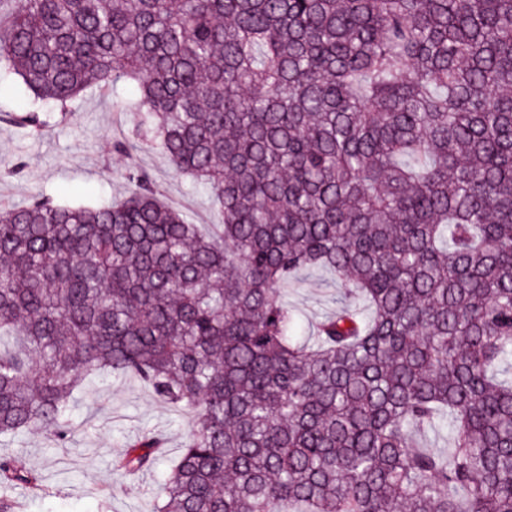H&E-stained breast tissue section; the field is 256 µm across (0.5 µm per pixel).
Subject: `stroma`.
Returning a JSON list of instances; mask_svg holds the SVG:
<instances>
[{
	"instance_id": "1",
	"label": "stroma",
	"mask_w": 512,
	"mask_h": 512,
	"mask_svg": "<svg viewBox=\"0 0 512 512\" xmlns=\"http://www.w3.org/2000/svg\"><path fill=\"white\" fill-rule=\"evenodd\" d=\"M26 102L20 80L0 75V209L38 195L71 206L122 199L127 192L123 173L134 164L201 230L222 224V211L205 189L174 170L159 151L146 146L128 155L114 151L115 140L137 141L138 116L113 111L111 95L85 91L69 102L66 113H41L39 130L13 121ZM284 295L298 317V334L308 336L321 318L336 311L341 290L330 273L304 270ZM189 421L137 383L99 378L77 396L67 420L72 432L67 446H58L49 431L39 429L0 445V456L22 457L43 477L44 491L29 499L27 512H153ZM142 427L165 437V452L152 470L132 478L116 470L113 461Z\"/></svg>"
}]
</instances>
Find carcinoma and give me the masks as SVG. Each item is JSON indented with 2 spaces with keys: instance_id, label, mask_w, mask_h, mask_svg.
Returning <instances> with one entry per match:
<instances>
[{
  "instance_id": "cac0c4a2",
  "label": "carcinoma",
  "mask_w": 512,
  "mask_h": 512,
  "mask_svg": "<svg viewBox=\"0 0 512 512\" xmlns=\"http://www.w3.org/2000/svg\"><path fill=\"white\" fill-rule=\"evenodd\" d=\"M37 109L88 88L224 213L0 211V441L135 380L194 413L155 512H512V0H0ZM348 302L313 335L300 270ZM451 429L448 456L417 431ZM140 430L114 466L153 468ZM40 490L0 457V512ZM284 295L288 307L299 318L298 334L310 336L313 325L339 307L341 290L330 273L304 270L297 274L295 283Z\"/></svg>"
}]
</instances>
